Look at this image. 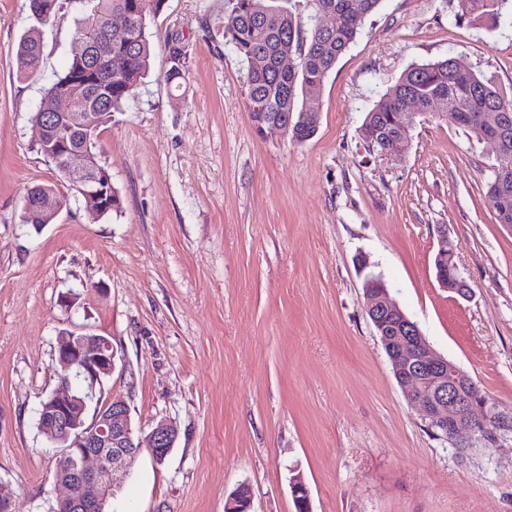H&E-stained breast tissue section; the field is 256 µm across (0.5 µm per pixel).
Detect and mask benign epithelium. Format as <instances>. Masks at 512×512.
Returning a JSON list of instances; mask_svg holds the SVG:
<instances>
[{
	"label": "benign epithelium",
	"instance_id": "obj_1",
	"mask_svg": "<svg viewBox=\"0 0 512 512\" xmlns=\"http://www.w3.org/2000/svg\"><path fill=\"white\" fill-rule=\"evenodd\" d=\"M60 109V116L65 118L85 116L87 100L74 93L62 100ZM35 126L40 143L60 132L54 119H37ZM91 167L88 154L68 155L59 171L61 180L53 185L54 194L43 197L42 209L59 213L68 198L64 190H74L68 180ZM434 266L441 287L464 299L470 297L471 288L459 275L454 249L445 234L440 237ZM365 293L366 313L380 336L394 376L433 435L453 442L465 453L482 444L497 443L512 433V419L507 416H475L487 402L474 390L472 377L434 351L381 280H369ZM116 354L106 336L60 332L59 385L41 401L37 417L48 442L59 449L55 483L66 494L57 502L67 512H105L108 498L121 487L135 459L145 452L161 465L177 440L176 428L166 419L159 420L146 436L135 437L128 403L111 395L103 399V381L112 376ZM90 405L95 410L88 423L85 414ZM291 493L303 512H312L310 492L301 477L292 479ZM252 500L251 487L242 484L228 498L225 512H249Z\"/></svg>",
	"mask_w": 512,
	"mask_h": 512
}]
</instances>
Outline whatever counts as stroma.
I'll use <instances>...</instances> for the list:
<instances>
[{
	"label": "stroma",
	"mask_w": 512,
	"mask_h": 512,
	"mask_svg": "<svg viewBox=\"0 0 512 512\" xmlns=\"http://www.w3.org/2000/svg\"><path fill=\"white\" fill-rule=\"evenodd\" d=\"M235 3L167 0L148 76L99 134L120 209L97 220L73 194L38 231L20 221L25 190L57 176L32 117L79 50L81 4L58 0L41 70L21 79L10 49L28 2L0 0V483L13 512H49L62 493L37 409L58 385L60 332L82 328L111 339L105 391L129 403L136 435L163 418L178 429L163 464L135 460L111 512H224L243 482L252 512H295L298 473L312 512H512V438L463 456L432 435L364 295L380 277L488 394L486 414H512V230L485 189L495 147L432 114L407 122L401 156L360 135L413 63L455 57L511 94L512 11L492 24L471 0H382L297 144L252 125L247 65L224 43ZM443 236L470 298L435 279Z\"/></svg>",
	"instance_id": "1"
}]
</instances>
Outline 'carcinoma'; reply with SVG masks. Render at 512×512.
Segmentation results:
<instances>
[{"label":"carcinoma","mask_w":512,"mask_h":512,"mask_svg":"<svg viewBox=\"0 0 512 512\" xmlns=\"http://www.w3.org/2000/svg\"><path fill=\"white\" fill-rule=\"evenodd\" d=\"M84 14L75 37L95 44L94 55H76L65 71L45 89L33 115L38 119L59 111L61 98L73 91L86 94L92 115L63 120L69 130L64 146L48 139L40 153L60 169L73 151H91L99 157V128L112 119L141 84L150 69L156 45L147 28L151 18L160 14L166 0H82ZM290 0H237L224 25L225 44L232 46L244 61L255 55L266 59L260 71L244 74L246 104L254 127L275 119L284 120L288 137L301 144L311 139L316 129L312 108L305 98L308 85L322 86L338 58L354 42L362 20L376 12L382 0H306L309 17L327 7L336 12V27L328 30L316 24L307 26L301 14L286 6ZM509 0H472L478 16L495 23ZM33 25L14 48L17 75L30 78L40 72L43 28L56 15L57 0H28ZM124 25V37H110L112 26ZM290 53L288 66L283 55ZM112 58V69L104 59ZM460 62L454 57L412 64L407 67L366 114L361 135L367 147L377 153L402 155L409 149L399 134L397 114L406 107L421 106L431 112L437 97L448 101L445 119L452 121L480 140L500 135L502 153L492 165L486 194L499 224H512V96H507L491 77L469 73V80L458 79ZM488 112L509 115L504 124L486 121ZM80 186L95 191L84 200L96 217L108 216L120 208L118 191L112 188V176L103 165L85 175Z\"/></svg>","instance_id":"1"}]
</instances>
